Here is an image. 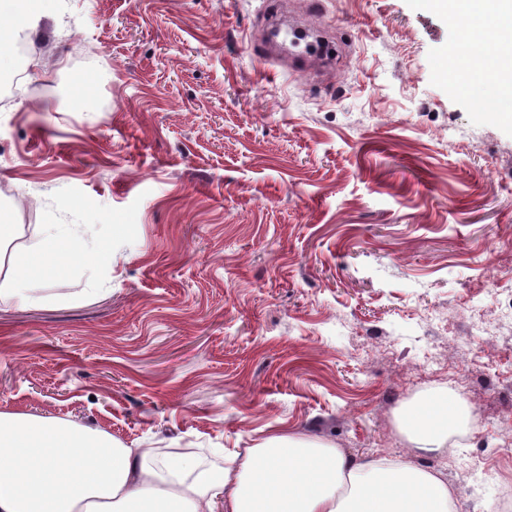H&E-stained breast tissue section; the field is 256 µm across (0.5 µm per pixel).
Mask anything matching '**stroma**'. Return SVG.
<instances>
[{"label":"stroma","instance_id":"35a3bbf8","mask_svg":"<svg viewBox=\"0 0 512 512\" xmlns=\"http://www.w3.org/2000/svg\"><path fill=\"white\" fill-rule=\"evenodd\" d=\"M282 2L329 66L266 59L269 0H55L0 67V213L85 244L42 301L0 296V410L156 453L288 430L405 457L397 409L446 389L457 451L414 461L500 512L512 126L450 91L425 0Z\"/></svg>","mask_w":512,"mask_h":512}]
</instances>
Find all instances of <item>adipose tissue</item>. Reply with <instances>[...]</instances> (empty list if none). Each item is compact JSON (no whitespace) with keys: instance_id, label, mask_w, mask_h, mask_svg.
I'll use <instances>...</instances> for the list:
<instances>
[{"instance_id":"adipose-tissue-1","label":"adipose tissue","mask_w":512,"mask_h":512,"mask_svg":"<svg viewBox=\"0 0 512 512\" xmlns=\"http://www.w3.org/2000/svg\"><path fill=\"white\" fill-rule=\"evenodd\" d=\"M448 21H467L478 41L470 80L491 82L492 109L512 124V0H428ZM48 0H0V60L16 36L33 32ZM75 243L66 224L34 226L23 250L0 247L11 296L37 300L36 284L64 274ZM458 401L449 394L406 408L404 432L425 453L448 446ZM212 465L192 454L153 459L77 423L0 410V512H455L442 474L402 457L364 458L299 434L276 432L244 452L212 449Z\"/></svg>"}]
</instances>
